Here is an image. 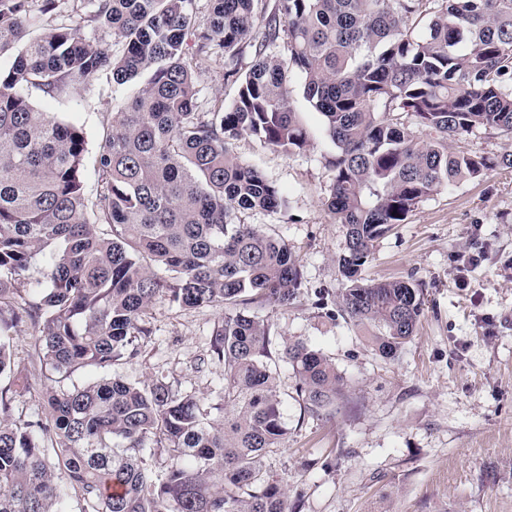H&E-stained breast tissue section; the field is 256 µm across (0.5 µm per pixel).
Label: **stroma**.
<instances>
[{"label":"stroma","instance_id":"35a3bbf8","mask_svg":"<svg viewBox=\"0 0 512 512\" xmlns=\"http://www.w3.org/2000/svg\"><path fill=\"white\" fill-rule=\"evenodd\" d=\"M137 90L102 73L59 98L34 88L27 96L81 127L93 154ZM293 101L309 134L304 152L287 155L248 135L231 144L288 200L285 211L247 213L244 222L285 239L302 273L293 305L259 311L288 427L286 447L265 455V470L287 487L288 512H512V169L434 194L376 244L365 277L412 281L424 299L415 335L386 358L369 341L374 326L328 318L318 306L320 289L342 288L336 258L346 229L323 204L335 147L301 95ZM222 314L156 305L151 336L113 373L131 382L159 377L218 402L224 368L205 356ZM34 333L20 324L12 343L30 384L19 407L31 419L44 412L46 384ZM298 339L344 380L332 407L316 414L280 358L285 341Z\"/></svg>","mask_w":512,"mask_h":512}]
</instances>
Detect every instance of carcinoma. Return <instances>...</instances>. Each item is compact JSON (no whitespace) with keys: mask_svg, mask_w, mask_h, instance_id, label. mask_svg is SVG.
<instances>
[{"mask_svg":"<svg viewBox=\"0 0 512 512\" xmlns=\"http://www.w3.org/2000/svg\"><path fill=\"white\" fill-rule=\"evenodd\" d=\"M64 2L0 0V57L12 54L0 69V512H72L73 497L81 512H288L287 488L261 464L288 442L264 361L269 326L243 309L288 307L301 273L284 239L240 219L280 212L286 198L229 141L306 150L291 102L301 78L335 147L324 205L346 229L341 301L323 294L319 306L376 327L372 343L393 357L414 336L422 290L363 271L421 202L512 168L511 153L449 149L482 131L512 134V0H82L112 40L65 25L36 32L35 18ZM201 59L236 86L230 105L199 102ZM102 72L118 85L147 79L112 113L90 201L83 132L24 88L57 98ZM37 259L43 277L31 284ZM161 303L224 309L209 349L224 366V420L194 392L116 376L46 390L43 419L18 413L29 385L9 348L21 322L61 378L107 374L137 355ZM281 358L308 411L333 404L343 378L330 359L302 340Z\"/></svg>","mask_w":512,"mask_h":512,"instance_id":"1","label":"carcinoma"}]
</instances>
